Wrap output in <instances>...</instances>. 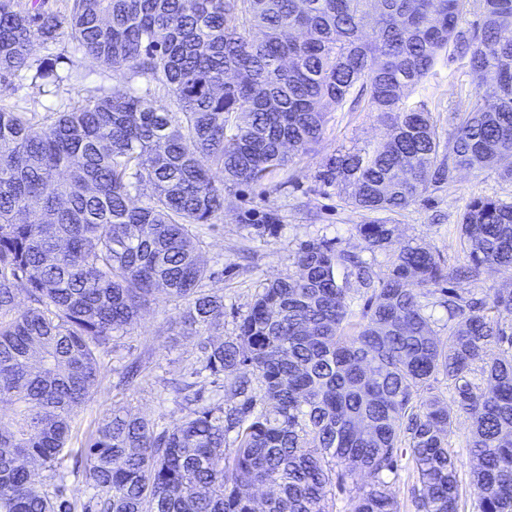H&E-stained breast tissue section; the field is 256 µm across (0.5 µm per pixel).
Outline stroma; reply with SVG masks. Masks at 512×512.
<instances>
[{
	"instance_id": "1",
	"label": "stroma",
	"mask_w": 512,
	"mask_h": 512,
	"mask_svg": "<svg viewBox=\"0 0 512 512\" xmlns=\"http://www.w3.org/2000/svg\"><path fill=\"white\" fill-rule=\"evenodd\" d=\"M34 59L54 58L59 83L0 78V104L13 106L42 118L65 106H76L101 91L112 89L147 97L161 111L177 109L175 100L160 82L136 75L132 67L114 71L87 59L78 51L68 30H61L53 43L35 45ZM482 85L466 58L449 54L435 67L414 93L425 102L441 140L451 138L457 115L463 112ZM388 130L368 112H332L325 133L313 151L293 155L288 165L261 183L233 184L216 175L224 189V210L212 229L200 236V253L214 275L206 290L224 297V335L236 332L241 314L268 283L293 272L292 257L303 241L323 238L336 249L363 253L357 227L371 221L370 213L347 204L335 185L323 182L319 173L337 152L361 148L383 139ZM512 202V178L498 170L456 172L452 181L429 190L407 209L389 214L399 227L393 248L424 244L440 253L448 263L461 259L458 224L466 202L474 196ZM182 307L165 294L143 312L129 335L117 340L112 353L102 359L96 399L82 409L72 423L71 440L55 469L35 468L32 477L42 489L53 490L57 477H64L68 495L87 501L91 489L83 477L81 452L110 409L124 406L149 419L171 425L183 412L169 390L188 380L198 368L195 337L181 325ZM138 361L143 368L139 383L126 390L116 388V368ZM469 424L457 420L449 442L455 451L462 488L461 512H472L475 500L471 472L475 465L466 443Z\"/></svg>"
}]
</instances>
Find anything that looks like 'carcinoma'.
<instances>
[{"label":"carcinoma","instance_id":"1","mask_svg":"<svg viewBox=\"0 0 512 512\" xmlns=\"http://www.w3.org/2000/svg\"><path fill=\"white\" fill-rule=\"evenodd\" d=\"M0 0V75L57 79L31 49L62 26L85 57L162 82L176 112L118 91L43 122L0 107V512H76L64 483L49 494L30 467L53 464L74 417L94 402L101 356L162 290L199 337L197 383L175 390L181 421L158 427L121 409L85 448L93 496L83 512H327V487L359 475L351 512H398L384 474L409 452L418 512H460L449 437L471 419L477 512H512V283L489 301L465 285L512 267V203L470 199L463 258L427 246L389 255L375 281L332 242L301 243L299 276L270 282L220 341L224 296L196 225L224 210L210 168L260 183L283 168L288 145L306 153L330 112H370L384 141L341 152L320 178L361 211L398 213L458 170L512 176V0H480L481 21L460 28L469 0ZM492 74L486 110L475 100L441 143L430 112L405 92L434 75L449 50ZM154 193L130 205L143 182ZM357 231L383 251L398 225ZM357 269L369 297L353 308L339 267ZM440 293L448 336L433 335L424 298ZM30 306L22 309L19 296ZM504 357L486 361L491 345ZM448 380L451 403L417 392ZM234 449L225 452L227 435ZM345 466L334 474L330 463Z\"/></svg>","mask_w":512,"mask_h":512}]
</instances>
